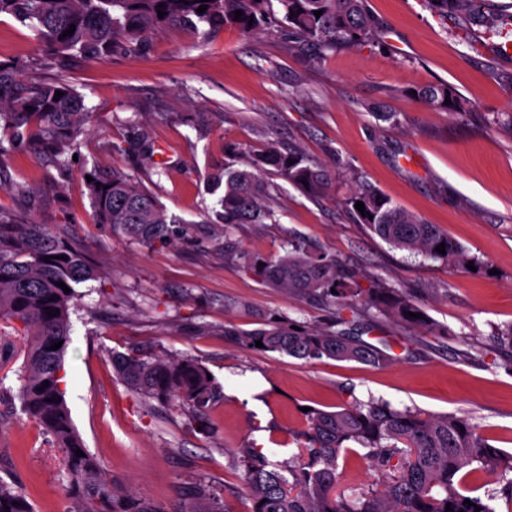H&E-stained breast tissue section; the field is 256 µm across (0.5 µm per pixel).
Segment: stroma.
<instances>
[{"instance_id":"obj_1","label":"stroma","mask_w":512,"mask_h":512,"mask_svg":"<svg viewBox=\"0 0 512 512\" xmlns=\"http://www.w3.org/2000/svg\"><path fill=\"white\" fill-rule=\"evenodd\" d=\"M366 7L381 32L353 46L299 44L276 21L254 35L163 27L141 45L88 62L48 55L30 30L0 17V60L32 79L68 81L92 112L66 167L31 150L10 153L0 174L28 190H0V207L75 241L96 267L69 309L65 399L100 466L162 512H183L197 484L228 512H250L238 449L303 466L296 433L304 408L332 410L354 398L469 418L512 453V357L497 344L498 331L512 325V51L500 36L439 16L428 0ZM437 83L455 89L464 111H433L416 98ZM140 125L173 160L167 173L121 153ZM229 144L298 153L327 170L329 187L312 195L281 182L267 224L203 223L213 206L205 176L223 164ZM115 169L192 222L191 231L161 246L93 223L85 175ZM363 184L437 225L479 268L386 244L345 203ZM292 236L335 255L361 288L405 290L424 311L415 328L351 318L353 335L391 345L393 364L306 361L225 342L228 325L250 329L275 317L334 323L332 304L267 287L243 266L245 255L281 254ZM440 326L447 336L437 335ZM23 348L13 328H0V476L22 484L35 512H68L61 454L21 408ZM116 352L168 353L207 367L224 392L206 413L208 431L179 407L144 403L113 370ZM339 470L337 490L347 497L378 478L359 448Z\"/></svg>"}]
</instances>
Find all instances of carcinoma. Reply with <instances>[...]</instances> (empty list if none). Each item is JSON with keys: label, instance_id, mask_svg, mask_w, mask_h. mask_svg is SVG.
I'll return each instance as SVG.
<instances>
[{"label": "carcinoma", "instance_id": "carcinoma-1", "mask_svg": "<svg viewBox=\"0 0 512 512\" xmlns=\"http://www.w3.org/2000/svg\"><path fill=\"white\" fill-rule=\"evenodd\" d=\"M428 2L465 28L483 27L502 37L512 33V4L491 10L487 0ZM275 3L288 34L300 44L350 45L377 34L364 0H0V15L32 31L55 55L94 60L139 44L162 26L229 25L250 34L264 27ZM203 4L208 8L197 12ZM160 10L165 12L162 18ZM237 10L242 12L238 20ZM319 10L322 15H314ZM71 25L74 33L63 36ZM57 91L62 97L56 101ZM416 96L437 111H463L455 91L443 83L427 85ZM89 119L85 96L73 85L26 79L15 67L0 63V167L8 153L20 146L65 166L77 152ZM120 151L141 154L159 175L171 167V160L145 128ZM228 154L229 161L206 178L207 193L216 196L214 217L206 222L226 229L234 224H263L272 217L269 201L278 184L269 180L271 175L311 192L328 185L325 170L297 153L270 147L243 160L242 151L231 147ZM89 176L93 181L86 188L93 221L112 225V232L133 241L165 244L174 236L173 225L183 223L130 175L93 171ZM358 201L366 211L358 215L360 223L392 247L448 265L465 266L474 260L448 234L403 211L378 190L364 186L347 199L352 207ZM441 243L445 244L443 254L435 251ZM63 255L67 259H61ZM241 259L270 287L333 299L338 325L348 322L343 311L357 302L373 319L384 316L408 326L422 322L408 316L421 309L404 292L358 287L356 275L335 256L314 251L300 239L274 258L243 254ZM95 276L96 270L78 245L0 208V322L11 324L26 338L21 406L62 454L66 495L73 502L69 512H161L117 487L100 469L77 435L65 402L61 371L69 341V303L76 287ZM60 282L70 292L63 291ZM224 338L252 350L260 341L264 352L309 361L325 357L383 369L393 360L385 350L331 325H303L299 331L286 321H269L254 329L226 326ZM58 341L61 347L51 349ZM112 366L144 401L176 402L199 422L224 396L222 386L207 378L209 370L193 358L114 354ZM45 381L49 385H43ZM298 436L308 455L306 466L298 470L270 463L253 447L239 449L251 512H446L448 503L453 512H475L477 507L480 512H495L490 505L495 494L485 499L469 494L465 479L475 473L499 475L502 491L512 499V453L490 444L465 417L400 410L383 400L364 402L354 397L332 411H310ZM349 448L364 449V457L381 476L376 485L347 498L336 494V486L341 451ZM78 450L85 456H77ZM193 496L207 507L186 512H229L202 485L194 488ZM466 500L474 506L467 507ZM0 512H34L23 487L1 477Z\"/></svg>", "mask_w": 512, "mask_h": 512}]
</instances>
